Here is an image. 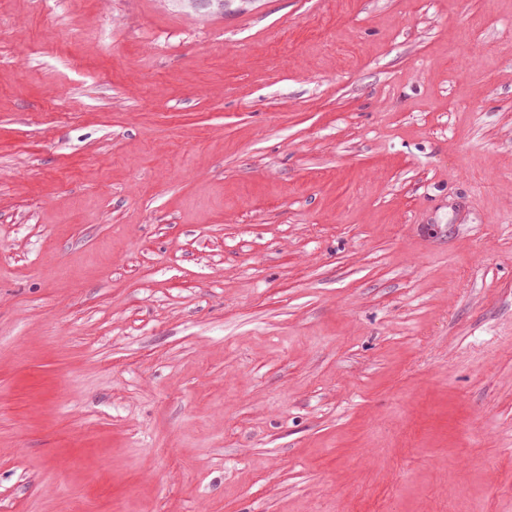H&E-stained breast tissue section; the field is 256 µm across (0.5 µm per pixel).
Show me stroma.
Segmentation results:
<instances>
[{
    "instance_id": "35a3bbf8",
    "label": "stroma",
    "mask_w": 512,
    "mask_h": 512,
    "mask_svg": "<svg viewBox=\"0 0 512 512\" xmlns=\"http://www.w3.org/2000/svg\"><path fill=\"white\" fill-rule=\"evenodd\" d=\"M0 512H512V0H0Z\"/></svg>"
}]
</instances>
